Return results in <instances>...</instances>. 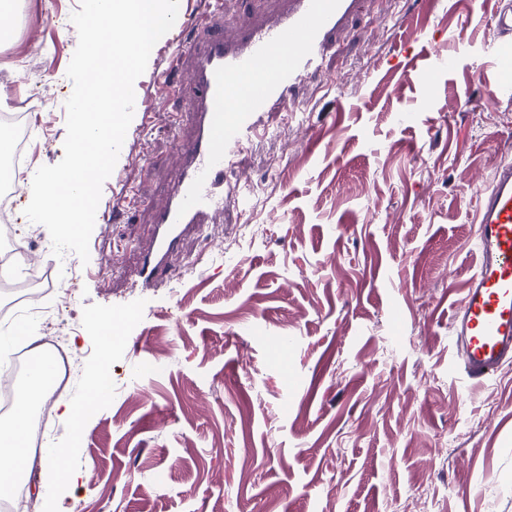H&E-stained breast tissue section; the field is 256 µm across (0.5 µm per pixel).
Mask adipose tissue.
I'll use <instances>...</instances> for the list:
<instances>
[{"label": "adipose tissue", "instance_id": "1", "mask_svg": "<svg viewBox=\"0 0 512 512\" xmlns=\"http://www.w3.org/2000/svg\"><path fill=\"white\" fill-rule=\"evenodd\" d=\"M29 409L17 404L13 414L0 420V489L9 486L18 472L41 469L48 484L62 487L73 484L76 471L64 461L59 448L32 450L29 446Z\"/></svg>", "mask_w": 512, "mask_h": 512}]
</instances>
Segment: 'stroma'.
Masks as SVG:
<instances>
[{"instance_id":"1","label":"stroma","mask_w":512,"mask_h":512,"mask_svg":"<svg viewBox=\"0 0 512 512\" xmlns=\"http://www.w3.org/2000/svg\"><path fill=\"white\" fill-rule=\"evenodd\" d=\"M502 4L433 0L427 21L413 0H359L323 74L234 157L226 176L249 196L143 291L126 280L189 108L154 83L178 28L155 44L135 99L158 111L147 125L134 112L101 194L140 199L95 224L88 261L55 256L43 227L31 245L72 292L64 399L82 403L102 359L96 316L127 317L109 392L81 423L50 414L46 441L74 449L80 475L50 490L32 471L35 512H512V366L471 386L449 333L475 271L477 191L512 163V104L492 101L512 52ZM5 5L0 113L44 96L35 170L64 155L80 0Z\"/></svg>"}]
</instances>
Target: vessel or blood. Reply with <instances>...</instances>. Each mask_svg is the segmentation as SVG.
Segmentation results:
<instances>
[{"mask_svg":"<svg viewBox=\"0 0 512 512\" xmlns=\"http://www.w3.org/2000/svg\"><path fill=\"white\" fill-rule=\"evenodd\" d=\"M357 0H283L271 18L229 28L224 0L185 19L170 59L178 76H158L161 95L190 93L189 131L181 136L176 181L156 207L153 233L141 252L134 282L166 281L189 233H203L248 185L228 183L224 172L245 142L262 138L263 113L287 108L294 88L319 72ZM473 249L478 256L450 322L458 368L468 379L488 380L512 362V164L496 168L478 191Z\"/></svg>","mask_w":512,"mask_h":512,"instance_id":"b4317fda","label":"vessel or blood"}]
</instances>
